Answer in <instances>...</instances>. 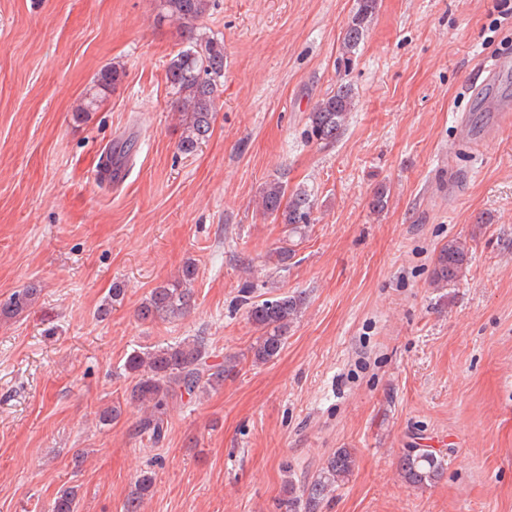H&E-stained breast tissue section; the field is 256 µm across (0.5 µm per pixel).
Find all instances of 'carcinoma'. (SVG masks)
I'll list each match as a JSON object with an SVG mask.
<instances>
[{"label": "carcinoma", "mask_w": 512, "mask_h": 512, "mask_svg": "<svg viewBox=\"0 0 512 512\" xmlns=\"http://www.w3.org/2000/svg\"><path fill=\"white\" fill-rule=\"evenodd\" d=\"M158 18L178 23L186 47L172 55L166 66V78L175 99L173 104L182 113L183 131L178 149L183 153L194 151L211 134L219 86L224 79V45L213 38H204L197 22L207 13L211 0H156ZM378 0H356V10L344 30L341 57L349 66L351 57L363 43L373 19ZM123 68L112 64L102 69L93 81L83 102L75 111L80 119L97 108L98 103L112 93L121 82ZM355 99L351 86L342 83L336 90L324 95L307 117V138L319 144H333L343 134ZM314 194L304 186L289 187L288 171L282 170L266 181L260 189V208L284 225L288 236L305 232L313 223ZM295 250L288 243L269 255L276 269L288 267ZM471 259L466 242L454 238L437 251L432 270L434 287H446L458 281L467 270ZM196 268L185 264L177 278L153 288L138 309L143 321L170 320L184 315L195 303L193 283ZM37 285H29L14 292L7 301L0 302V320L14 319L29 307L40 294ZM305 305L300 294H282L261 301L247 303L249 322L259 332L249 347L252 363L263 365L277 359L288 339V331ZM207 339L195 336L182 342L146 351L131 352L124 363V372L131 378L126 387V402L143 405L150 414L134 424L135 434L154 442L164 437V416L173 400L193 395L208 388L224 385V380L237 371L238 360L227 356L224 362H209ZM355 456L346 448L338 449L327 461L317 477L304 485L306 505L318 503L328 492L352 475ZM444 470V460L424 449L412 448L399 461L402 479L409 486L423 488L435 481ZM154 477L140 475L134 489L126 498L124 512H141L142 504L152 493ZM52 512H77V491L64 489L56 497Z\"/></svg>", "instance_id": "cac0c4a2"}]
</instances>
